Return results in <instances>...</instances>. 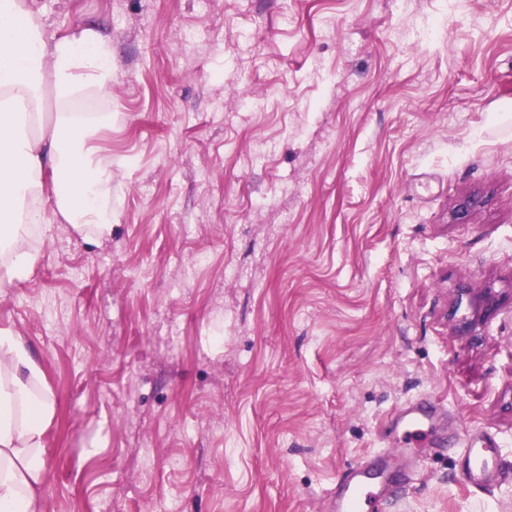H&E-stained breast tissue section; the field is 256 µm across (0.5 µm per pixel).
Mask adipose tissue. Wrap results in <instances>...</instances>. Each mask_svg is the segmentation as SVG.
<instances>
[{
  "label": "adipose tissue",
  "instance_id": "ef3b65f1",
  "mask_svg": "<svg viewBox=\"0 0 512 512\" xmlns=\"http://www.w3.org/2000/svg\"><path fill=\"white\" fill-rule=\"evenodd\" d=\"M112 50L97 29L48 35L26 0H0V288L29 278L26 236L63 218L112 233V158L89 141L110 117L67 108L81 89L112 85ZM57 110L46 118L45 86ZM21 337L0 329V512H32L45 481L43 437L55 415Z\"/></svg>",
  "mask_w": 512,
  "mask_h": 512
}]
</instances>
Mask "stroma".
<instances>
[{
	"label": "stroma",
	"mask_w": 512,
	"mask_h": 512,
	"mask_svg": "<svg viewBox=\"0 0 512 512\" xmlns=\"http://www.w3.org/2000/svg\"><path fill=\"white\" fill-rule=\"evenodd\" d=\"M28 4L114 73L74 99L112 115L111 236L56 220L0 290L56 405L37 512H332L359 462L389 512H512V0ZM498 297L497 292L491 285H486L484 288H481L479 293H477L478 303L474 319L459 323L457 327L458 331L462 334H471L478 320L488 317L497 309L499 305ZM430 411L427 409L411 410L399 417V423L405 431L406 444L422 441L429 431ZM493 442L469 441L465 444V477L473 488H485L494 482L495 464L490 448H496Z\"/></svg>",
	"instance_id": "obj_1"
}]
</instances>
